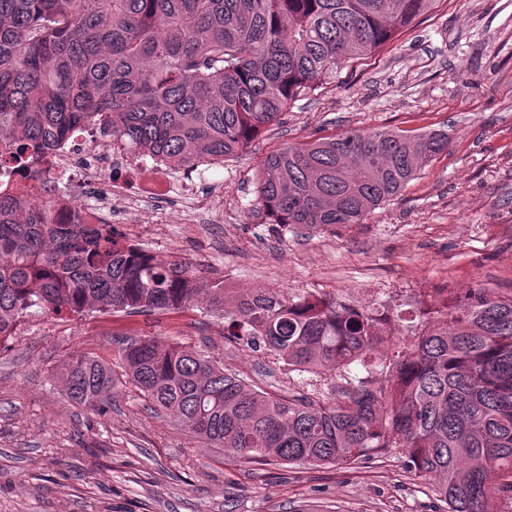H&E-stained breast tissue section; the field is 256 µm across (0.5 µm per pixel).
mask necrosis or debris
<instances>
[{
    "label": "necrosis or debris",
    "mask_w": 512,
    "mask_h": 512,
    "mask_svg": "<svg viewBox=\"0 0 512 512\" xmlns=\"http://www.w3.org/2000/svg\"><path fill=\"white\" fill-rule=\"evenodd\" d=\"M112 167L139 171L141 179L137 190H130L121 182H112L107 189H100L103 170ZM43 178L64 183L66 192L63 199L67 206L79 207L105 223L111 222L112 204L116 201L124 203L125 214L131 217L137 204L145 199L193 198L197 195L192 176L159 183L142 153L118 146L110 137L95 133L75 135L58 152L52 165L44 170Z\"/></svg>",
    "instance_id": "obj_1"
}]
</instances>
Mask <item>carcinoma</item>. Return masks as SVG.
Here are the masks:
<instances>
[{
	"instance_id": "cac0c4a2",
	"label": "carcinoma",
	"mask_w": 512,
	"mask_h": 512,
	"mask_svg": "<svg viewBox=\"0 0 512 512\" xmlns=\"http://www.w3.org/2000/svg\"><path fill=\"white\" fill-rule=\"evenodd\" d=\"M435 0H0V164L41 179L81 130L97 129L170 169L222 163L297 97L393 41ZM448 149L432 129L347 130L264 160L257 205L271 224H359ZM209 293L226 335L288 370L355 377L321 402L274 395L203 349L129 338L108 363L69 359L55 377L99 413L131 386L158 416L250 462L352 465L399 448L448 512H501L512 498V294L487 288L426 306L409 347L392 317L315 295L233 294L202 265L163 258L77 207L0 186V342L36 313H178Z\"/></svg>"
}]
</instances>
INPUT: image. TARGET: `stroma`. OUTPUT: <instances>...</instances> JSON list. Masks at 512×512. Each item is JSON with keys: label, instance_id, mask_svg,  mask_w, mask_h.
Listing matches in <instances>:
<instances>
[{"label": "stroma", "instance_id": "35a3bbf8", "mask_svg": "<svg viewBox=\"0 0 512 512\" xmlns=\"http://www.w3.org/2000/svg\"><path fill=\"white\" fill-rule=\"evenodd\" d=\"M347 129H442L448 149L362 223H268L256 184L268 154ZM189 210L146 200L117 229L227 287L313 294L401 315L400 343L438 288L512 291V0H435L392 43L348 63L223 164L205 166ZM159 336L203 348L252 388L330 400L339 373L288 371L229 340L209 302L178 314H38L0 344V512H447L401 449L348 466L245 463L208 448L134 393L100 415L68 403L52 374L85 352Z\"/></svg>", "mask_w": 512, "mask_h": 512}]
</instances>
